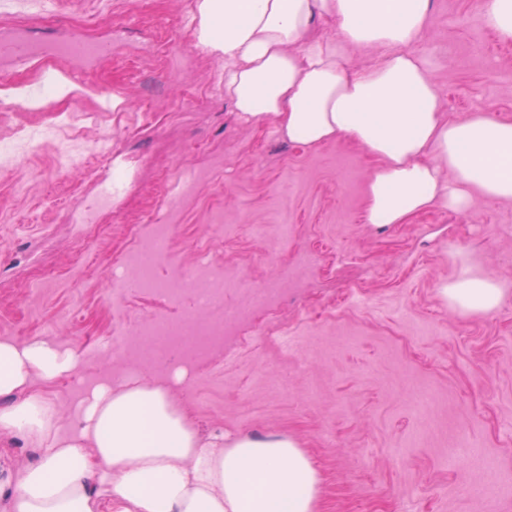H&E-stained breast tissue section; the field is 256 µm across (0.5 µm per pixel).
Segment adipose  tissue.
I'll list each match as a JSON object with an SVG mask.
<instances>
[{
    "instance_id": "obj_1",
    "label": "adipose tissue",
    "mask_w": 512,
    "mask_h": 512,
    "mask_svg": "<svg viewBox=\"0 0 512 512\" xmlns=\"http://www.w3.org/2000/svg\"><path fill=\"white\" fill-rule=\"evenodd\" d=\"M432 0H196L191 27L224 58V96L242 119L273 118L309 148L349 137L380 165L368 223L404 224L434 205L512 200V122L448 119L416 46ZM334 23L335 35L317 34ZM373 48L354 66L351 50ZM462 313L493 312L501 288L461 268L442 290ZM77 356L46 340H0V430L42 449L12 480L8 512H315L318 475L292 439H201L162 384L121 381L62 423L35 378Z\"/></svg>"
}]
</instances>
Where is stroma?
<instances>
[{"mask_svg": "<svg viewBox=\"0 0 512 512\" xmlns=\"http://www.w3.org/2000/svg\"><path fill=\"white\" fill-rule=\"evenodd\" d=\"M483 2L433 0L418 49L450 119L480 109L512 122V41L486 24ZM194 10V0H61L50 17L35 0L0 6V29L22 15L42 39L81 25L110 43L52 112L0 121L4 140L18 125L49 127L56 111L78 126V167L58 172L49 147L19 149L0 168V328L80 356L72 375L35 388L70 420L75 384L130 362L113 348L84 357L87 340L133 335L155 316L221 321L250 291L285 277L294 254L315 249L310 289L288 293L272 320L285 337L215 351L188 387L144 365L134 377L167 385L203 440L296 441L319 475L316 512H512V203L438 205L404 224L367 223L376 159L348 139L311 150L275 121L241 120L219 85L221 56L185 23ZM107 93L121 99L118 111H101ZM150 209L173 227L160 276L222 269L223 305L112 291L114 260L148 233L139 218ZM91 212L101 226L95 272L29 292L21 277L67 266ZM465 265L500 283L493 314L465 315L443 299ZM360 267L368 276L357 277ZM465 440L485 466L462 454ZM40 458L21 434L0 432V484ZM488 481L504 487L494 501L469 494Z\"/></svg>", "mask_w": 512, "mask_h": 512, "instance_id": "35a3bbf8", "label": "stroma"}]
</instances>
